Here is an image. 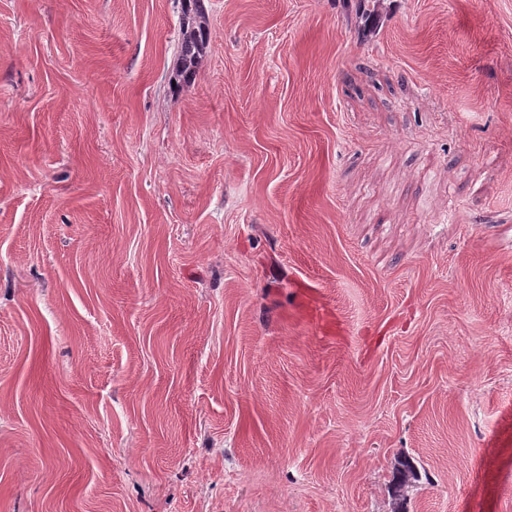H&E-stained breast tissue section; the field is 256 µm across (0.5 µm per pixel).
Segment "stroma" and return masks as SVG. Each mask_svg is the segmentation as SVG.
<instances>
[{"label": "stroma", "instance_id": "1", "mask_svg": "<svg viewBox=\"0 0 512 512\" xmlns=\"http://www.w3.org/2000/svg\"><path fill=\"white\" fill-rule=\"evenodd\" d=\"M0 0V512H512V0ZM179 81L190 83L198 70L204 46L209 38L204 0H182Z\"/></svg>", "mask_w": 512, "mask_h": 512}]
</instances>
